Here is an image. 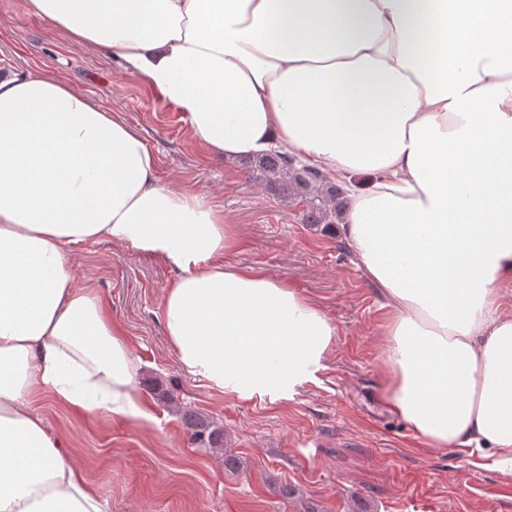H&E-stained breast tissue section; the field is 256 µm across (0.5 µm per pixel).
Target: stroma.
Instances as JSON below:
<instances>
[{"label": "stroma", "instance_id": "stroma-1", "mask_svg": "<svg viewBox=\"0 0 512 512\" xmlns=\"http://www.w3.org/2000/svg\"><path fill=\"white\" fill-rule=\"evenodd\" d=\"M0 66L61 74L109 102L147 142L163 182L223 210L239 240L225 263L295 287L336 327L324 370L293 399L226 396L187 373L168 343L162 303L175 268L116 241L74 249L79 282L125 331L151 418H91L48 396L35 405L110 512H512V477L469 453L424 446L379 404L387 310L338 234L303 224L301 206L241 162L207 156L184 113L95 46L30 14L25 0H0ZM181 406L223 426L238 471L225 469L219 451L190 444Z\"/></svg>", "mask_w": 512, "mask_h": 512}]
</instances>
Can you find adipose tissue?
I'll return each instance as SVG.
<instances>
[{
	"mask_svg": "<svg viewBox=\"0 0 512 512\" xmlns=\"http://www.w3.org/2000/svg\"><path fill=\"white\" fill-rule=\"evenodd\" d=\"M119 60L235 160L277 150L353 188L340 234L378 287L380 403L439 451L512 476V0H26ZM179 269V364L247 400L292 397L336 329L295 288L225 264L203 193L162 183L145 140L63 77L0 70V512H108L33 407L147 418L138 367L82 244Z\"/></svg>",
	"mask_w": 512,
	"mask_h": 512,
	"instance_id": "obj_1",
	"label": "adipose tissue"
}]
</instances>
